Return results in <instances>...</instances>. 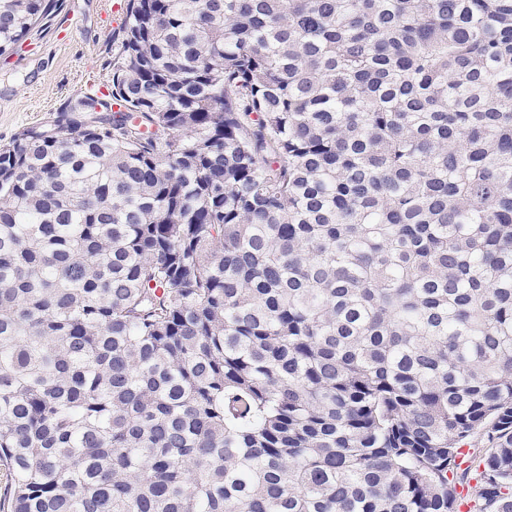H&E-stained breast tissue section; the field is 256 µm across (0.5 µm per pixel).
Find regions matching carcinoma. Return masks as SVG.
<instances>
[{
	"label": "carcinoma",
	"mask_w": 512,
	"mask_h": 512,
	"mask_svg": "<svg viewBox=\"0 0 512 512\" xmlns=\"http://www.w3.org/2000/svg\"><path fill=\"white\" fill-rule=\"evenodd\" d=\"M110 66L0 144V512H512V0H126Z\"/></svg>",
	"instance_id": "carcinoma-1"
}]
</instances>
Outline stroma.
I'll return each mask as SVG.
<instances>
[{"label": "stroma", "instance_id": "1", "mask_svg": "<svg viewBox=\"0 0 512 512\" xmlns=\"http://www.w3.org/2000/svg\"><path fill=\"white\" fill-rule=\"evenodd\" d=\"M113 0H63L21 50L0 57V143L103 86L123 15Z\"/></svg>", "mask_w": 512, "mask_h": 512}]
</instances>
